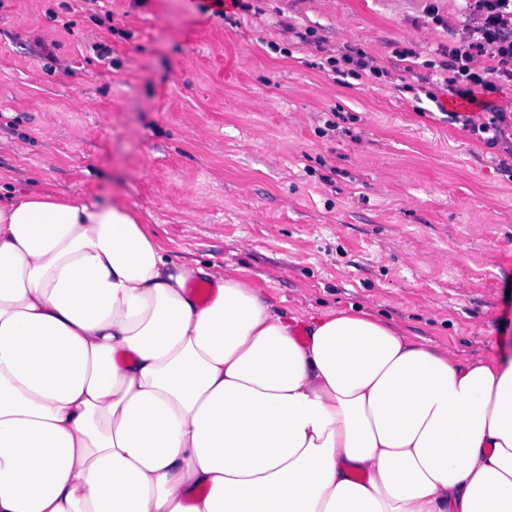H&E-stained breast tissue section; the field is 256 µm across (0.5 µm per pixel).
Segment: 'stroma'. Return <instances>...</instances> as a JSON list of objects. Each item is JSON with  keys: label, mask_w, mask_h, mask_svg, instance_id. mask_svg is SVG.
<instances>
[{"label": "stroma", "mask_w": 512, "mask_h": 512, "mask_svg": "<svg viewBox=\"0 0 512 512\" xmlns=\"http://www.w3.org/2000/svg\"><path fill=\"white\" fill-rule=\"evenodd\" d=\"M199 2L0 0V187L129 206L291 318L355 306L464 362L511 354L512 85L474 126L442 111L422 0ZM406 44L391 85L324 67Z\"/></svg>", "instance_id": "obj_1"}]
</instances>
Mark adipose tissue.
I'll list each match as a JSON object with an SVG mask.
<instances>
[{
    "label": "adipose tissue",
    "instance_id": "ef3b65f1",
    "mask_svg": "<svg viewBox=\"0 0 512 512\" xmlns=\"http://www.w3.org/2000/svg\"><path fill=\"white\" fill-rule=\"evenodd\" d=\"M0 512H512V358L299 337L123 205L6 193Z\"/></svg>",
    "mask_w": 512,
    "mask_h": 512
}]
</instances>
